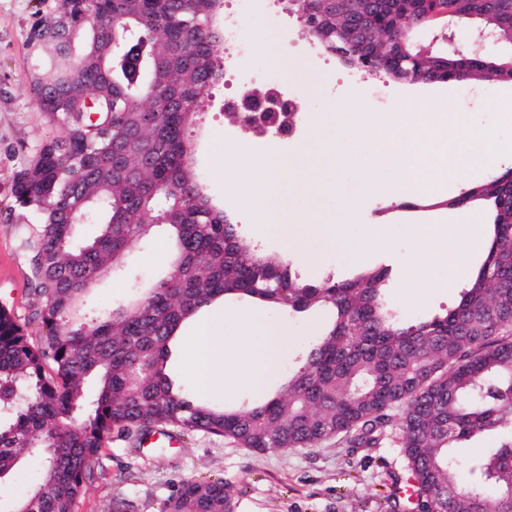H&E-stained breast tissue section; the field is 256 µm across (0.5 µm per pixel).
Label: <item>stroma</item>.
Wrapping results in <instances>:
<instances>
[{"mask_svg":"<svg viewBox=\"0 0 512 512\" xmlns=\"http://www.w3.org/2000/svg\"><path fill=\"white\" fill-rule=\"evenodd\" d=\"M37 0H0V306L26 323L31 340H39L42 325L35 312L31 269L19 241L30 233L34 219L16 206L13 198L16 171L31 159L38 145L51 135L44 113L31 92L39 67V55L30 46L28 33ZM241 29H253L269 37L267 46L241 59L225 81L207 88L201 96V120L196 134L200 173L213 197L223 201L229 219L239 224L255 249L277 254L289 263L292 274L303 279L353 278L348 248L358 242L365 225L384 224L392 239L391 250L375 255L371 266L390 269L385 301L400 317L443 313L459 298V288L434 289L427 300L412 304L406 296L401 273L413 260L410 229L416 224H454L476 219L475 208L448 206V199L481 184V177L457 178L448 194L364 196L351 225H344L347 239L335 249L318 253L314 239L287 242L276 227L258 232L252 213L227 201L224 159L220 139L248 143L257 157L285 158L297 168L312 165L319 183L303 209L282 208V221L299 226L343 224L340 197L356 189L355 171L335 158L329 143L335 115L347 111L350 93L362 96L369 112L419 111L439 93L448 98V109L467 113L473 127L489 131L501 142L512 141V126L502 124L497 102L512 97V84L494 87L478 83L404 84L384 81L383 97L368 84L347 83L350 70L335 55L322 51L304 32L287 0H248L241 12ZM281 58V65L268 61ZM279 86L297 99V131L293 136L265 133L257 137L230 119L256 81ZM325 129L313 159H305L304 143L312 125ZM317 252L316 264H305L301 252ZM256 317L286 320L294 336L276 371L284 377L294 371L300 352L319 334L320 317H282L281 313L254 307ZM178 443L170 448L143 447L138 433L113 431L111 440L91 461L75 512H159L162 502L185 480H222L234 491V512H408L401 491L407 479V461L397 435H389L377 448L350 447L346 437L335 436L314 447L288 451H257L233 438L203 431L183 433L172 428Z\"/></svg>","mask_w":512,"mask_h":512,"instance_id":"stroma-1","label":"stroma"}]
</instances>
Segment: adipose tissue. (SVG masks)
Returning a JSON list of instances; mask_svg holds the SVG:
<instances>
[{"instance_id":"1","label":"adipose tissue","mask_w":512,"mask_h":512,"mask_svg":"<svg viewBox=\"0 0 512 512\" xmlns=\"http://www.w3.org/2000/svg\"><path fill=\"white\" fill-rule=\"evenodd\" d=\"M224 161L236 167L238 178L230 185L231 192L246 205L252 206L261 223H271L275 203L283 197V175L291 168L285 160H255L243 144L225 145ZM478 225H421L413 232L414 263L404 273V286L411 302L424 301L435 285L450 287L465 268V259L483 242ZM441 269V283H434L432 272ZM288 327L278 322L263 324L257 331L259 355L247 352V345L236 337L224 334V313L214 309L192 322L188 335L182 336L179 355L186 364L201 394L215 389L243 390L257 387L274 369V358Z\"/></svg>"}]
</instances>
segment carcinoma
<instances>
[{
	"label": "carcinoma",
	"instance_id": "carcinoma-1",
	"mask_svg": "<svg viewBox=\"0 0 512 512\" xmlns=\"http://www.w3.org/2000/svg\"><path fill=\"white\" fill-rule=\"evenodd\" d=\"M326 52L412 83L512 82V0L481 51L434 52L412 63L403 17L378 20L363 50L347 41L333 0H288ZM29 35L43 66L31 85L55 133L17 172V206L36 219L29 250L40 341L0 308V482L22 456L41 461L36 482L4 512H73L90 462L115 427L177 426L228 436L246 448H309L338 434L353 448L399 430L414 483L412 512H512V169L469 189L453 206L489 214L490 244L459 300L443 315L405 322L384 304L389 268L344 282L293 276L288 264L242 239L213 204L194 166L189 130L199 97L223 76L215 20L223 0H38ZM461 25L487 0H439ZM93 215L98 234L81 242ZM172 246L171 271L137 279L128 256L156 229ZM130 278L135 297L84 317L107 273ZM244 297L290 315L322 309L324 331L276 395L238 407L204 401L173 377L180 329L215 301ZM405 407L401 419L390 410ZM491 433L498 445L461 460L453 448ZM474 476L462 485L459 471ZM223 481L187 480L160 512H233Z\"/></svg>",
	"mask_w": 512,
	"mask_h": 512
}]
</instances>
